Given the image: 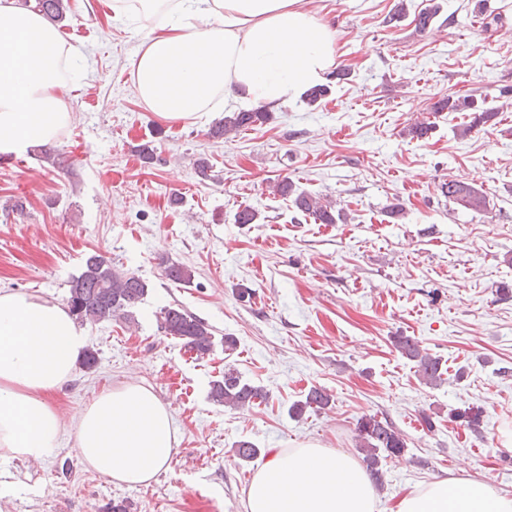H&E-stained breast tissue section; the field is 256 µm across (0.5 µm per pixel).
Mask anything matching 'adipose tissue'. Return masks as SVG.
Masks as SVG:
<instances>
[{
    "mask_svg": "<svg viewBox=\"0 0 512 512\" xmlns=\"http://www.w3.org/2000/svg\"><path fill=\"white\" fill-rule=\"evenodd\" d=\"M154 29L136 52L133 88L170 120L195 119L244 99L277 106L323 83L335 36L300 0H113ZM32 6L0 0V152L53 141L73 119L65 71L76 57ZM87 336L65 308L0 290V459L40 460L62 421L44 395L72 377ZM86 467L117 484L149 483L170 462L177 429L151 387L98 394L76 420ZM245 512H377L365 472L348 455L313 444L273 449L246 492ZM397 512H512V496L444 478L403 496Z\"/></svg>",
    "mask_w": 512,
    "mask_h": 512,
    "instance_id": "adipose-tissue-1",
    "label": "adipose tissue"
}]
</instances>
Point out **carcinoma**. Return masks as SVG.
Here are the masks:
<instances>
[{
    "label": "carcinoma",
    "mask_w": 512,
    "mask_h": 512,
    "mask_svg": "<svg viewBox=\"0 0 512 512\" xmlns=\"http://www.w3.org/2000/svg\"><path fill=\"white\" fill-rule=\"evenodd\" d=\"M36 8L53 20L63 17L67 8L64 0H36ZM436 112H473L472 121L463 129L467 133L472 128L490 121L496 113L494 108L478 105L471 96L443 98L437 101ZM270 118L268 110L261 106L250 111L229 112L211 131L214 138H222L243 129L262 125ZM273 192L291 199L294 208L305 217H311L322 224H335L343 219L342 211H337L322 198L300 191L295 184L282 179L273 185ZM441 193L448 200L476 213L487 209L486 193L464 181L448 179L441 184ZM147 294V284L140 277L118 269L112 260L101 254L86 258L81 273L69 284L65 298L68 313L78 323L98 324L114 317L132 316L131 309ZM159 327L167 336L183 342L198 357L208 355L214 347L211 327L195 314L177 307H165L160 311ZM394 348L406 359L415 362L419 379L433 387L443 381L445 370L442 360L421 347L411 336L393 337ZM211 398L214 402L231 410L251 408L256 401L266 398V392L244 380L234 370L224 372L220 379L212 381ZM333 395L314 387L308 391L305 400L293 405L300 414L310 408L314 411L326 410L331 406ZM452 417L470 431L481 433L485 414L479 406H464L453 410ZM357 448L365 470L371 477L374 487L381 488V463L390 458L401 457L407 448L406 440L395 425L385 417L364 415L356 422Z\"/></svg>",
    "instance_id": "obj_1"
}]
</instances>
